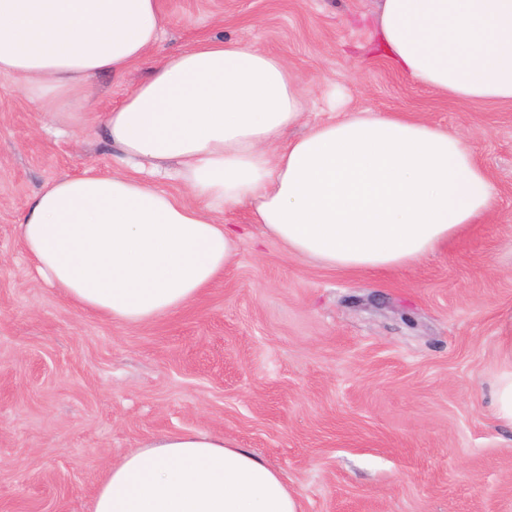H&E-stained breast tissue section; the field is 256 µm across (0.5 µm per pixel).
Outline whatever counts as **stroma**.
<instances>
[{"label": "stroma", "instance_id": "35a3bbf8", "mask_svg": "<svg viewBox=\"0 0 512 512\" xmlns=\"http://www.w3.org/2000/svg\"><path fill=\"white\" fill-rule=\"evenodd\" d=\"M160 42L88 82L60 129L0 76V512H92L106 468L152 438L206 427L280 470L302 512H512V428L489 384L512 334V102L424 89L368 45L377 0H159ZM282 56L303 126L347 107L457 132L495 208L419 263L344 273L254 230L201 298L123 324L38 282L17 238L45 183L118 173L105 112L171 51L206 39Z\"/></svg>", "mask_w": 512, "mask_h": 512}]
</instances>
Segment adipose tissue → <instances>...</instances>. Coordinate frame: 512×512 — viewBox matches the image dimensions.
Here are the masks:
<instances>
[{
  "mask_svg": "<svg viewBox=\"0 0 512 512\" xmlns=\"http://www.w3.org/2000/svg\"><path fill=\"white\" fill-rule=\"evenodd\" d=\"M158 0H0V75L40 111L78 121L88 80L124 73L159 42ZM376 49L409 80L464 101H512V0H380ZM307 91L279 56L208 40L166 55L107 112L123 171L45 185L18 238L37 278L115 322L196 300L251 221L293 257L340 271L411 266L491 211L487 170L460 136L396 114L351 112L289 140ZM181 183L192 195L160 188ZM93 512H301L282 474L199 428L112 463Z\"/></svg>",
  "mask_w": 512,
  "mask_h": 512,
  "instance_id": "obj_1",
  "label": "adipose tissue"
}]
</instances>
